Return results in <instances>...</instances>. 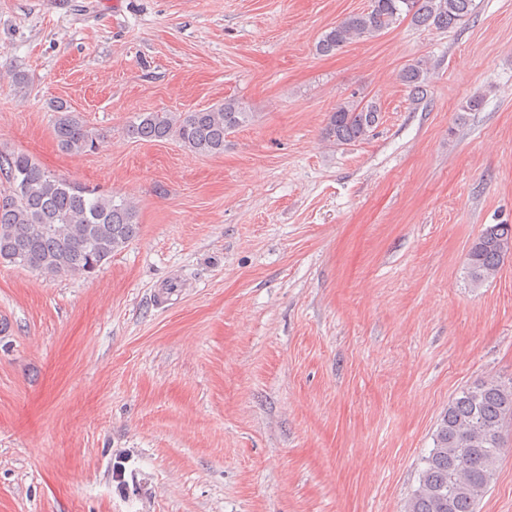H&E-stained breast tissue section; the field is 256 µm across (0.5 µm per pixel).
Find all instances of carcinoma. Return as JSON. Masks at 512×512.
<instances>
[{"label":"carcinoma","instance_id":"cac0c4a2","mask_svg":"<svg viewBox=\"0 0 512 512\" xmlns=\"http://www.w3.org/2000/svg\"><path fill=\"white\" fill-rule=\"evenodd\" d=\"M473 0H370L325 32L316 52L330 55L362 37H376L408 18L414 24L450 29L472 10ZM427 67L406 65L400 80L411 99H424ZM53 133L60 148L82 155L99 147L101 135L61 105ZM376 102L344 101L328 115L322 138L336 144L367 139L378 123ZM252 113L235 97L190 112H144L128 127L143 141L174 138L190 152H224L228 134ZM0 263L30 269L50 280L94 275L139 233L134 203L61 179L22 152L0 151ZM512 255V224H490L473 240L466 259L471 286L479 288ZM512 425V378L490 377L462 388L437 424L433 448L422 458L419 485L407 512H476L493 483L507 428Z\"/></svg>","mask_w":512,"mask_h":512}]
</instances>
